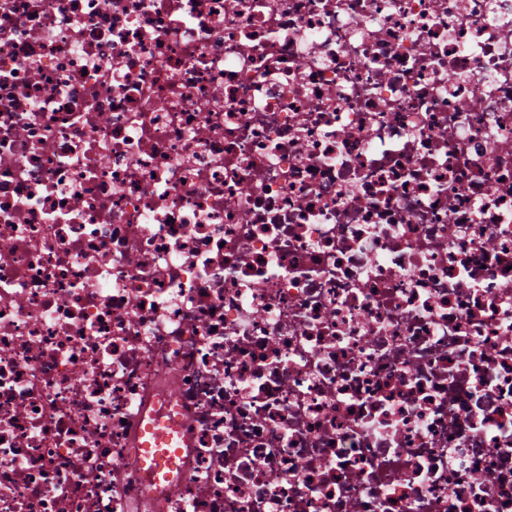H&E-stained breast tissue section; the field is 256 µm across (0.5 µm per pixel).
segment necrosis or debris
Masks as SVG:
<instances>
[{"label":"necrosis or debris","instance_id":"4bbe7bcc","mask_svg":"<svg viewBox=\"0 0 512 512\" xmlns=\"http://www.w3.org/2000/svg\"><path fill=\"white\" fill-rule=\"evenodd\" d=\"M0 512H512V0H0Z\"/></svg>","mask_w":512,"mask_h":512}]
</instances>
